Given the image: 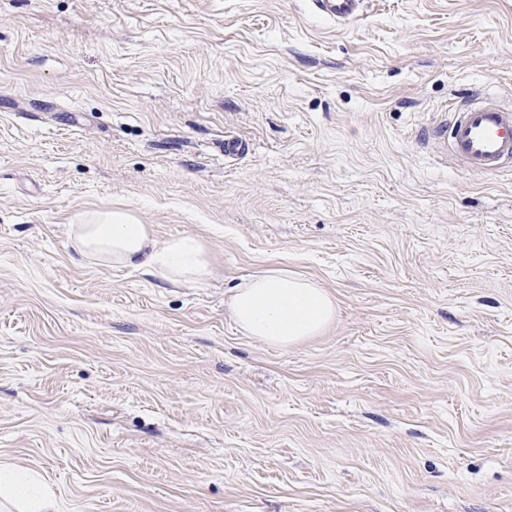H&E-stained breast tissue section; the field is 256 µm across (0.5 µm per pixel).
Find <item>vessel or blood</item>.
<instances>
[{
	"mask_svg": "<svg viewBox=\"0 0 512 512\" xmlns=\"http://www.w3.org/2000/svg\"><path fill=\"white\" fill-rule=\"evenodd\" d=\"M323 17L348 25L365 12L366 0H311ZM436 134L447 154L463 169L496 176L512 169V107L461 103Z\"/></svg>",
	"mask_w": 512,
	"mask_h": 512,
	"instance_id": "obj_1",
	"label": "vessel or blood"
}]
</instances>
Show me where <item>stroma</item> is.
<instances>
[{"instance_id":"obj_1","label":"stroma","mask_w":512,"mask_h":512,"mask_svg":"<svg viewBox=\"0 0 512 512\" xmlns=\"http://www.w3.org/2000/svg\"><path fill=\"white\" fill-rule=\"evenodd\" d=\"M468 99L512 105V0H0V460L59 512H512V170L430 137ZM87 209L214 279L80 258ZM271 268L320 335L238 328ZM312 8L323 17L336 22L339 26H346L365 12V0H312ZM229 309L245 334L288 348L322 332L332 321L335 305L312 280L271 269L236 288Z\"/></svg>"}]
</instances>
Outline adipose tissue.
<instances>
[{"label": "adipose tissue", "mask_w": 512, "mask_h": 512, "mask_svg": "<svg viewBox=\"0 0 512 512\" xmlns=\"http://www.w3.org/2000/svg\"><path fill=\"white\" fill-rule=\"evenodd\" d=\"M69 237L80 257L116 269L138 268L189 285L207 283L214 274L201 237L157 238L151 226L129 211H82L70 225ZM229 309L245 334L285 348L322 332L335 305L312 280L271 269L236 288ZM0 499L15 512H58L56 494L40 475L7 462H0Z\"/></svg>", "instance_id": "1"}]
</instances>
